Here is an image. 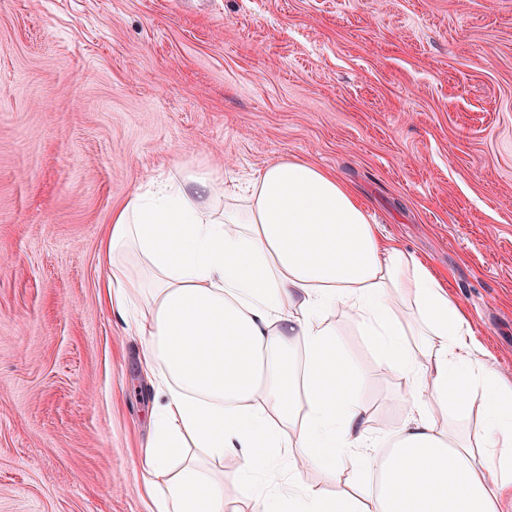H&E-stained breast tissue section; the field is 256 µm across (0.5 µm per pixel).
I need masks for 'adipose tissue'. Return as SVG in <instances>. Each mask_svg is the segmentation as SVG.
<instances>
[{
	"instance_id": "adipose-tissue-1",
	"label": "adipose tissue",
	"mask_w": 512,
	"mask_h": 512,
	"mask_svg": "<svg viewBox=\"0 0 512 512\" xmlns=\"http://www.w3.org/2000/svg\"><path fill=\"white\" fill-rule=\"evenodd\" d=\"M100 259L105 302L139 337L156 390L143 482L158 512H224L192 446L211 463L243 449L254 512H512V384L473 355L471 324L430 267L382 237L330 171L281 159L243 196L206 167L160 172L113 211ZM332 308L404 383L394 444L365 426L364 376L324 320ZM477 400L479 444L433 425L441 409L467 419ZM395 450L420 451L434 480L384 483L365 501L294 473L284 491L262 483L301 457L333 477L347 457L381 472Z\"/></svg>"
}]
</instances>
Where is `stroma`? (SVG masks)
I'll use <instances>...</instances> for the list:
<instances>
[{"label":"stroma","mask_w":512,"mask_h":512,"mask_svg":"<svg viewBox=\"0 0 512 512\" xmlns=\"http://www.w3.org/2000/svg\"><path fill=\"white\" fill-rule=\"evenodd\" d=\"M334 171L512 382V0H0V512H152L154 390L99 299L112 212L175 166ZM370 431L403 382L336 310ZM243 457L209 473L245 512ZM335 496L376 474L299 477Z\"/></svg>","instance_id":"1"}]
</instances>
